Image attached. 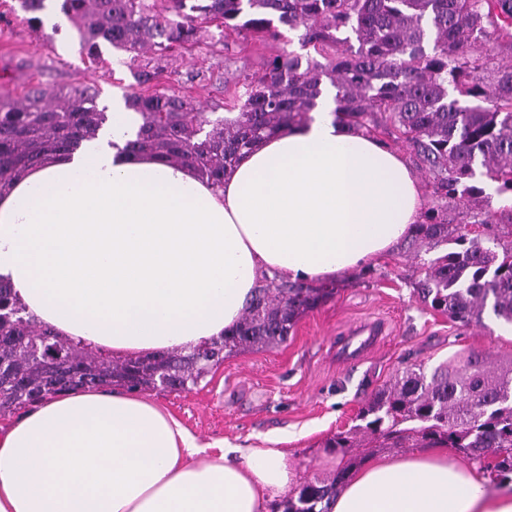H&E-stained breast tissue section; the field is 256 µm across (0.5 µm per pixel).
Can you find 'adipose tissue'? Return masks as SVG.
Here are the masks:
<instances>
[{
    "label": "adipose tissue",
    "mask_w": 512,
    "mask_h": 512,
    "mask_svg": "<svg viewBox=\"0 0 512 512\" xmlns=\"http://www.w3.org/2000/svg\"><path fill=\"white\" fill-rule=\"evenodd\" d=\"M308 125L246 154L222 188L120 145L123 101L96 139L0 193V281L28 313L116 357L190 350L239 320L256 282L328 280L374 262L421 219L417 175L375 138ZM294 480L275 448L211 453L152 401L87 388L0 435V512H265ZM332 512H512V491L443 448L367 461Z\"/></svg>",
    "instance_id": "adipose-tissue-1"
}]
</instances>
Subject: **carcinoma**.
Wrapping results in <instances>:
<instances>
[{
	"label": "carcinoma",
	"instance_id": "1",
	"mask_svg": "<svg viewBox=\"0 0 512 512\" xmlns=\"http://www.w3.org/2000/svg\"><path fill=\"white\" fill-rule=\"evenodd\" d=\"M45 2L20 0L27 22L41 23ZM60 10L92 63L103 44L157 55L139 65L138 88L125 95L141 125L124 151L188 165L217 187L246 152L309 123L322 88L334 87L335 121L395 137L433 175L431 203L411 245L456 249L430 262L416 283L419 299L463 324L489 308L512 325V243L448 224L451 205L468 210L473 224L493 223L482 207L484 178L512 198V0H61ZM202 24L245 39L275 36L285 26L315 55L282 54L258 75L240 74L231 113L207 112L157 88L165 72L159 61L196 44ZM496 49L509 51V60H495ZM108 119L88 85L67 92L35 86L20 100L0 91V193L24 169L95 138ZM334 293L325 284L274 277L223 336L189 352L112 360L35 321L0 281V413L83 387L189 391L224 358L284 343ZM357 418L354 432L336 434L326 447L359 448V434L378 448L441 443L503 479L512 475L509 364L493 368L485 356L464 351L431 370L408 369ZM490 456L495 463L486 462ZM351 467L303 482L282 512H331Z\"/></svg>",
	"mask_w": 512,
	"mask_h": 512
}]
</instances>
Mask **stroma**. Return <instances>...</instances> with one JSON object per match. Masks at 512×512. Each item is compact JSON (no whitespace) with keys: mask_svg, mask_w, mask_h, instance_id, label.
<instances>
[{"mask_svg":"<svg viewBox=\"0 0 512 512\" xmlns=\"http://www.w3.org/2000/svg\"><path fill=\"white\" fill-rule=\"evenodd\" d=\"M224 34L203 27L191 50L169 62L167 89L220 112L236 91L240 70L261 72L267 61L301 52L298 34L250 39L225 50ZM103 61L89 65L72 26L49 33L28 24L17 0H0V85L23 95L32 85L53 90L93 86L111 106L135 84L130 53L102 45ZM447 245L410 249L400 242L372 265L340 275L335 295L307 313L286 343L225 359L188 392L145 390L202 446L277 448L286 453L295 483L332 477L342 454L327 448L336 433L357 425L364 402L414 364L432 368L460 351L485 354L492 364L512 360V327L492 311L464 325L426 307L414 291L426 264ZM384 322L379 345L364 359L337 364L336 335L360 321Z\"/></svg>","mask_w":512,"mask_h":512,"instance_id":"1","label":"stroma"}]
</instances>
